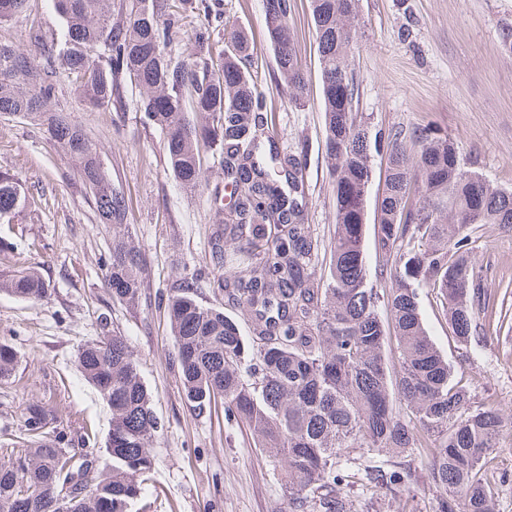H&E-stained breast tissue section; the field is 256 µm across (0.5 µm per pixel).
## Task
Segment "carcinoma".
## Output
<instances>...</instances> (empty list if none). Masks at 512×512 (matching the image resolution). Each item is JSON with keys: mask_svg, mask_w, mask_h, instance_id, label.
I'll list each match as a JSON object with an SVG mask.
<instances>
[{"mask_svg": "<svg viewBox=\"0 0 512 512\" xmlns=\"http://www.w3.org/2000/svg\"><path fill=\"white\" fill-rule=\"evenodd\" d=\"M54 2L64 33L47 50L46 65L0 41V115L23 114L45 126L78 160L82 182L96 186L97 216L112 229L103 277L112 300L140 302L146 258L129 240L127 199L59 107L61 79L74 82L90 104L119 110L123 83H130L138 89L137 110L165 133L180 186L204 187V144L224 161V180L236 195L211 239V256L221 268L224 240L243 245L217 287L250 324V335L224 306L199 301L196 278L169 289L165 304L190 410L210 415L223 404L255 447L284 462V487L303 512H348L356 486L373 495L405 487L416 479L410 458L422 453L440 490L439 512H494L496 441L512 424L496 409L474 407L470 389L453 379L423 324L419 295L437 290L459 343L480 337L485 269L473 256V238L485 224L512 231V191L491 187L454 141L425 127L392 128L369 273L366 197L380 139L370 136L369 115L354 110L357 0H310L335 198V230L327 239L305 223L303 152L272 155L268 166L260 159L265 101L243 67L244 31H232L214 69L201 51L186 59L163 54L184 34L176 0ZM25 3L0 0V21L22 13ZM263 9L280 79L299 104L306 77L289 29L294 0H263ZM23 202L20 178L0 173V223H10ZM0 291L32 304L50 295L32 268L0 274ZM107 326L101 319L102 335L75 356L111 411L105 454L89 430L76 449L61 428L62 414L27 405L25 444L0 448V512H130L154 486L150 443L163 424L137 356ZM16 364L15 350L1 342L0 382Z\"/></svg>", "mask_w": 512, "mask_h": 512, "instance_id": "1", "label": "carcinoma"}]
</instances>
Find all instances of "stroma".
Wrapping results in <instances>:
<instances>
[{"instance_id":"stroma-1","label":"stroma","mask_w":512,"mask_h":512,"mask_svg":"<svg viewBox=\"0 0 512 512\" xmlns=\"http://www.w3.org/2000/svg\"><path fill=\"white\" fill-rule=\"evenodd\" d=\"M294 48L308 74L303 105L292 102L277 74L267 39L263 0H223V21H207L200 0H186L194 25H208L207 48L220 59L228 31L249 38L253 78L265 94L264 114L278 147H306L307 221L319 236L335 224L325 144L322 89L309 0H295ZM362 38L351 64L358 109L371 129L427 126L454 140L463 156L497 188L512 190V55L502 54L503 29L512 26V0H358ZM41 30L43 45L31 38ZM53 0H27L25 11L0 22V40L13 42L43 64L42 46L60 40ZM137 89H124L117 113L89 107L71 81L59 88L69 120L87 135L101 167L129 203L128 222L146 257L145 297L138 307L114 303L103 286V258L112 234L100 223L78 162L59 150L42 126L0 116V171L22 178L27 202L13 223H0V273L32 267L50 284L39 304L0 292V340L16 351L12 378L0 383V448L23 436L29 402L54 407L79 439L91 425L105 441L111 412L75 365L78 348L100 335V318L125 336L140 361V376L164 424L151 445L155 486L132 512H295L280 477L282 466L224 413L195 416L185 403L172 364L174 339L158 300L177 280L204 274L200 300L222 302L207 281L213 272L208 240L219 220L214 188L223 186L219 158L204 162V190L184 191L167 169L165 135L134 108ZM476 259L488 268L486 341L458 349L435 296L420 300L428 334L477 405L512 417V233L487 224L475 236ZM418 480L385 498V512H436L440 491L426 459L413 457Z\"/></svg>"}]
</instances>
